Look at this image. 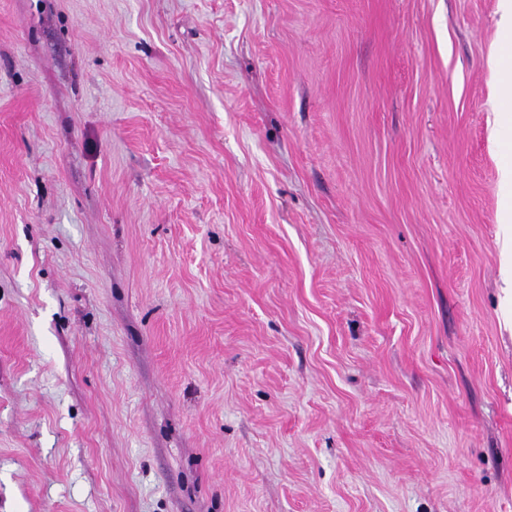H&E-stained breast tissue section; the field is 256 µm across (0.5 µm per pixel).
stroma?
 Returning a JSON list of instances; mask_svg holds the SVG:
<instances>
[{
  "label": "stroma",
  "mask_w": 512,
  "mask_h": 512,
  "mask_svg": "<svg viewBox=\"0 0 512 512\" xmlns=\"http://www.w3.org/2000/svg\"><path fill=\"white\" fill-rule=\"evenodd\" d=\"M500 0H0V512H512Z\"/></svg>",
  "instance_id": "1"
}]
</instances>
